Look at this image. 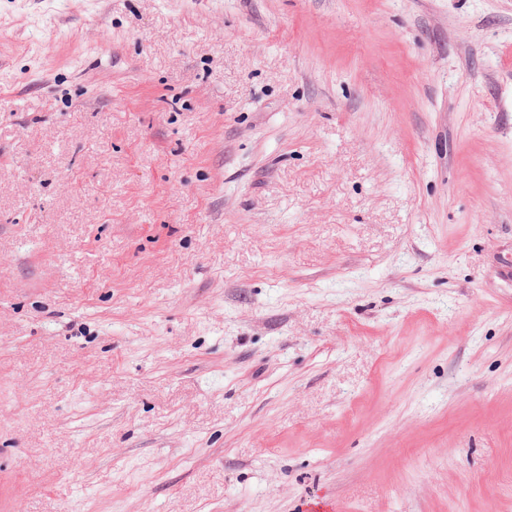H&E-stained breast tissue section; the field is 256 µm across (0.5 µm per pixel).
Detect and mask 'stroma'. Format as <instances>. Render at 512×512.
Listing matches in <instances>:
<instances>
[{
    "label": "stroma",
    "mask_w": 512,
    "mask_h": 512,
    "mask_svg": "<svg viewBox=\"0 0 512 512\" xmlns=\"http://www.w3.org/2000/svg\"><path fill=\"white\" fill-rule=\"evenodd\" d=\"M0 512H512V0H0Z\"/></svg>",
    "instance_id": "stroma-1"
}]
</instances>
